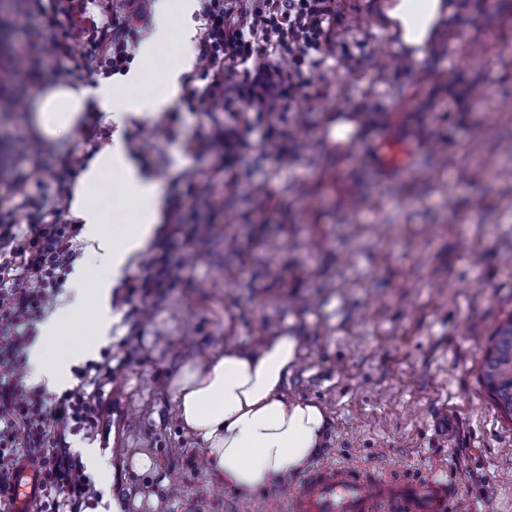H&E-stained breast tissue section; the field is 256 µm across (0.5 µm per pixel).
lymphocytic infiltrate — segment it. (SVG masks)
I'll return each instance as SVG.
<instances>
[{
    "label": "lymphocytic infiltrate",
    "instance_id": "1",
    "mask_svg": "<svg viewBox=\"0 0 512 512\" xmlns=\"http://www.w3.org/2000/svg\"><path fill=\"white\" fill-rule=\"evenodd\" d=\"M106 22L87 24L85 0H33L37 11H51L68 35L83 46V57L100 74L125 73L134 56L137 0H123ZM342 0H203V33L198 59L203 90L193 92L194 112L223 104L235 120L213 130L224 143L225 160L242 144L238 122L264 129L270 153L288 150L287 131L270 119L318 93V72L336 55V22ZM72 154L52 169L53 195L37 204L26 183L10 189L18 207L32 209L28 224L14 220L13 209H0V459L23 460L41 478L35 512H84L94 482L69 439L96 425L106 409L103 389L109 363L76 370V384L55 403L43 387L25 383L23 354L34 339V325L53 309L72 264L80 257L77 224L60 223L68 208L71 175L82 166ZM17 207V208H18Z\"/></svg>",
    "mask_w": 512,
    "mask_h": 512
}]
</instances>
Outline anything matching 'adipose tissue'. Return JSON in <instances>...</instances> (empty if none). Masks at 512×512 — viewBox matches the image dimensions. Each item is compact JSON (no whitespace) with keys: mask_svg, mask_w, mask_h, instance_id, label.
<instances>
[{"mask_svg":"<svg viewBox=\"0 0 512 512\" xmlns=\"http://www.w3.org/2000/svg\"><path fill=\"white\" fill-rule=\"evenodd\" d=\"M442 8V0H399L390 15L404 24L401 41L423 44ZM192 9L193 0H156L152 33L139 49L143 65L153 64L172 16L191 15ZM189 62L185 53L169 57L160 76L149 84L142 83L134 71L118 87L104 83L76 89L57 84L35 93L30 110L38 130L55 138L74 129L91 100L119 124L127 114L153 113L170 106L179 92L178 76ZM115 174L121 176L123 196L132 207L131 224L118 233L108 227V208L90 201L91 193ZM163 205L160 182L142 175L118 139L97 153L78 177L69 210L83 226L82 236L98 273L96 335H107L111 286L129 257L154 236ZM68 288L70 303L42 324L41 338L28 359L33 381L52 388L66 385L70 367L83 350L79 344L57 348L50 343L84 310L82 275H75ZM300 355L299 338L282 329L256 347H228L176 373L171 387L178 416L203 445L224 485L244 493L262 489L305 471L321 448L328 422L322 406L288 400L283 392Z\"/></svg>","mask_w":512,"mask_h":512,"instance_id":"1","label":"adipose tissue"}]
</instances>
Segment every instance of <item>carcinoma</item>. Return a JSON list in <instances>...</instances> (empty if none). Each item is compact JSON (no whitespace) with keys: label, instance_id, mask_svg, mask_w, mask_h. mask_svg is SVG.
<instances>
[{"label":"carcinoma","instance_id":"obj_1","mask_svg":"<svg viewBox=\"0 0 512 512\" xmlns=\"http://www.w3.org/2000/svg\"><path fill=\"white\" fill-rule=\"evenodd\" d=\"M482 379L498 407L512 419V315L493 333L482 365Z\"/></svg>","mask_w":512,"mask_h":512}]
</instances>
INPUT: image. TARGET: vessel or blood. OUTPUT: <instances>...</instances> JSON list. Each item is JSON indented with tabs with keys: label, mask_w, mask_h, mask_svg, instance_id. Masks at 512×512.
Masks as SVG:
<instances>
[{
	"label": "vessel or blood",
	"mask_w": 512,
	"mask_h": 512,
	"mask_svg": "<svg viewBox=\"0 0 512 512\" xmlns=\"http://www.w3.org/2000/svg\"><path fill=\"white\" fill-rule=\"evenodd\" d=\"M325 141L349 150L357 159L368 156L354 131L328 125ZM17 496L15 512H31L39 479L26 462L12 465ZM461 492L457 476L444 465L425 470L410 480L393 478L388 470L362 475L349 464H321L313 468L288 499L290 512H453Z\"/></svg>",
	"instance_id": "b4317fda"
}]
</instances>
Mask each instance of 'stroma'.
<instances>
[{
  "label": "stroma",
  "mask_w": 512,
  "mask_h": 512,
  "mask_svg": "<svg viewBox=\"0 0 512 512\" xmlns=\"http://www.w3.org/2000/svg\"><path fill=\"white\" fill-rule=\"evenodd\" d=\"M447 2L438 38L392 66L381 0H347L322 96L278 118L288 153L263 158L258 132L243 131L230 185L223 144L194 148L226 114L189 111L202 85L193 68L164 112L117 127L91 101L64 140L37 133L30 113L0 112V206L4 182L92 157L117 136L163 187L157 232L116 280L108 339L89 354L110 352L125 425L107 412L69 439L71 453L93 448L108 462L91 471L95 512H195L199 499L208 512H288L301 476L249 495L219 482L170 387L184 364L277 328L305 350L287 398L328 414L316 463L408 476L444 464L464 475L456 512H512V420L481 380L489 339L512 314V0ZM10 22L17 41L63 35L28 0ZM332 121L386 150L392 171L324 143ZM190 185L192 204L176 209ZM162 254L172 287L143 291ZM142 453L153 469L135 468Z\"/></svg>",
  "instance_id": "obj_1"
}]
</instances>
